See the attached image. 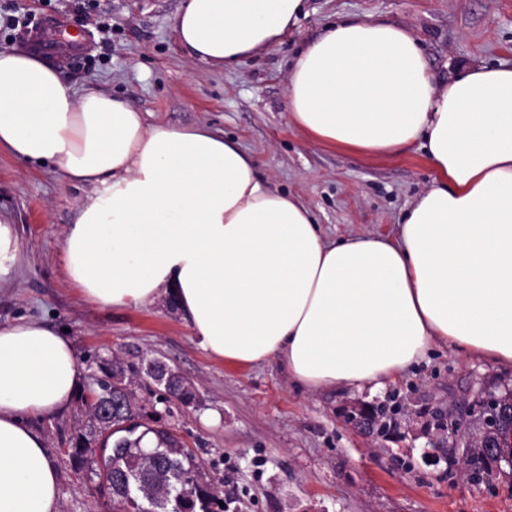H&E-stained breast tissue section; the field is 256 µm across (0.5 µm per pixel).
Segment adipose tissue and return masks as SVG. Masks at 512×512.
Segmentation results:
<instances>
[{
    "mask_svg": "<svg viewBox=\"0 0 512 512\" xmlns=\"http://www.w3.org/2000/svg\"><path fill=\"white\" fill-rule=\"evenodd\" d=\"M305 0H186L192 61L233 67L280 44ZM292 124L366 157L424 148L434 185L396 239L336 240L206 125H146L111 95L75 94L38 56L0 50V152L90 192L60 263L85 302H169L229 365L277 364L308 392L378 389L444 343L512 365V65L435 80L384 21L327 25L288 76ZM81 380L69 337L0 325V512H57L59 473L31 418Z\"/></svg>",
    "mask_w": 512,
    "mask_h": 512,
    "instance_id": "adipose-tissue-1",
    "label": "adipose tissue"
}]
</instances>
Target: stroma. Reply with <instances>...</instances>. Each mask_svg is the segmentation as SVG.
<instances>
[{
    "label": "stroma",
    "instance_id": "obj_1",
    "mask_svg": "<svg viewBox=\"0 0 512 512\" xmlns=\"http://www.w3.org/2000/svg\"><path fill=\"white\" fill-rule=\"evenodd\" d=\"M184 0H0V50H34L47 31L8 27L11 19L57 20L87 41L52 65L75 92L98 89L142 113L146 124H205L251 154L261 174L315 211L328 235L395 237L434 172L419 145L372 159L321 145L296 130L287 110L294 56L323 28L347 17L407 28L434 76L464 65L512 64V0H307L281 44L231 70L192 62L174 20ZM88 187L0 154V218L16 224L22 259L0 287V324L24 318L66 331L82 373L68 410L32 425L45 439L60 484L58 512H112L90 465L69 451L90 436L86 397L117 360L143 414L159 411L203 465L225 512H512V467L475 482L461 453L438 447L435 410L468 407L512 390V366L439 344L376 391H305L276 364L240 368L214 360L163 301L143 307L86 303L59 265L65 228ZM164 363L192 398L166 397L147 373ZM399 404L388 437L365 433L351 412Z\"/></svg>",
    "mask_w": 512,
    "mask_h": 512
}]
</instances>
